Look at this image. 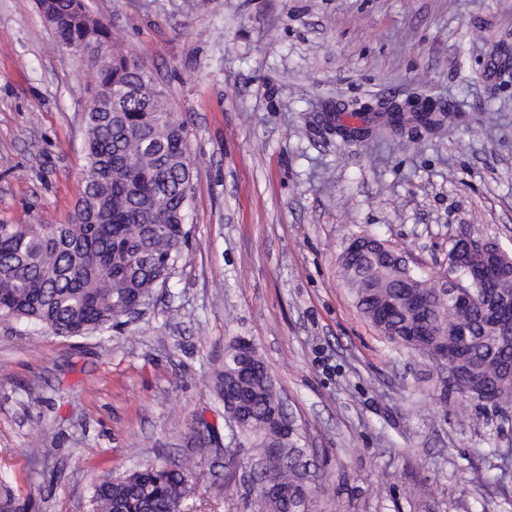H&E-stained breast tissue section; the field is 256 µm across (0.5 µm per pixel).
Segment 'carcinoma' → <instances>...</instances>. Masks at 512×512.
<instances>
[{
  "label": "carcinoma",
  "mask_w": 512,
  "mask_h": 512,
  "mask_svg": "<svg viewBox=\"0 0 512 512\" xmlns=\"http://www.w3.org/2000/svg\"><path fill=\"white\" fill-rule=\"evenodd\" d=\"M57 13L58 41L100 44L112 59L92 62L88 90L101 109L86 117V165L83 191L66 224H0V319L42 324L57 335L79 336L119 323L128 302L148 297L168 278L188 239L184 229L190 205L193 162L184 122L168 107L164 91L139 61L126 52L116 34L94 21L84 0H40ZM358 104L337 117L336 133L346 120L368 122ZM433 118H415L413 128L442 129L453 107L429 104ZM356 287L361 312L387 337L416 320L406 305L388 308L380 283L401 274L381 255L362 256L344 266ZM429 316L479 322L480 308L453 311L433 297ZM512 359V340L474 347L470 374L491 375L497 364ZM227 391L250 395L245 407L248 433L263 440L276 437L271 412L279 402L266 375L237 372L224 364ZM293 467L283 473L286 492L269 496L259 489L244 503V512H294L310 490L297 483ZM191 493L188 475L168 466H151L96 484L93 497L108 512H175Z\"/></svg>",
  "instance_id": "carcinoma-1"
}]
</instances>
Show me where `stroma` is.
Here are the masks:
<instances>
[{"label":"stroma","mask_w":512,"mask_h":512,"mask_svg":"<svg viewBox=\"0 0 512 512\" xmlns=\"http://www.w3.org/2000/svg\"><path fill=\"white\" fill-rule=\"evenodd\" d=\"M163 87L194 161L189 238L138 313L87 336L0 320V503L96 512L93 486L188 468L186 512H243L224 411L254 344L317 464L307 512H512V406L360 312L368 234L434 283L467 234L512 251V0H85ZM87 63L37 0H0V224H63L83 183ZM462 102L446 129L344 142L318 105Z\"/></svg>","instance_id":"obj_1"}]
</instances>
